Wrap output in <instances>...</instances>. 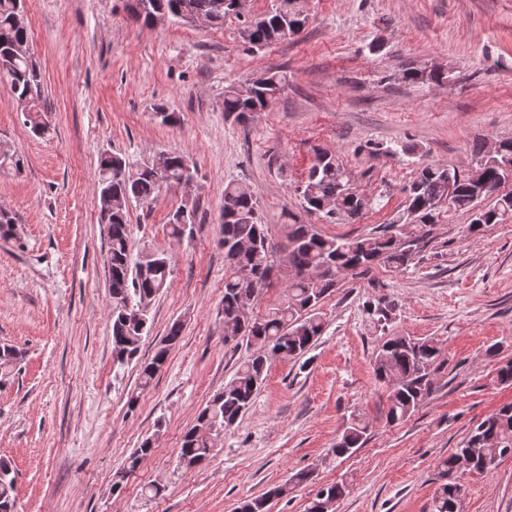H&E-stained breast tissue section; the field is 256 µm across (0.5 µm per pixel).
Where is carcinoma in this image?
<instances>
[{"label":"carcinoma","instance_id":"carcinoma-1","mask_svg":"<svg viewBox=\"0 0 512 512\" xmlns=\"http://www.w3.org/2000/svg\"><path fill=\"white\" fill-rule=\"evenodd\" d=\"M308 0H276L271 11L244 22L241 39L249 47H261L299 34L308 20ZM130 16L146 27L154 16L188 22L203 17L212 27L224 26V18L236 13L234 0H126ZM31 35L24 18L22 0H0V77L7 79L13 102H25L24 124L37 135L49 131L43 121L44 86L40 65L31 54ZM408 84H437L448 80L443 71H425L410 66L402 72ZM285 77L273 73L262 83L230 85L224 89V118L244 123L262 112L275 100ZM501 150L490 153L476 142L466 166L449 167L427 163L418 167L405 186L403 208L387 224L365 237L327 236L313 224H306L288 212L285 214L288 244L282 257L274 259L267 230L259 217V203L252 188L240 181L224 185L222 211L224 250V342L256 345L257 350L239 365L234 378L214 394L197 413L194 425L182 436L179 459L187 466H197L214 457L223 445L224 430L233 426L253 405L275 358L292 360L305 355L322 335L325 322L319 315L320 303L339 287L336 273L351 272V277H366L385 266L394 271L408 269L425 246L426 227L439 223L447 212L470 213L475 197L486 201L483 219H473L469 231L482 224H505L512 220V195H501L496 186L507 174L512 175V139L500 141ZM305 179L295 186L305 211L318 214L329 223L355 222L373 200L365 199L354 186L351 173L335 152L317 148ZM167 178L174 182L194 175L186 155L164 151L157 155ZM161 193L155 161L134 164L118 153L104 152L98 163L96 199L100 222L106 225L109 260V295L112 298V352L115 361L124 364L134 359L140 342L148 334L149 302L169 285L171 262L168 255L155 253L136 264L131 263L128 223L129 204L150 203ZM416 218L421 235L404 245L390 236V229ZM196 209L183 205L168 218L170 235L182 240L193 235ZM300 271H318L330 266L334 274H319L314 279L291 276L286 282V298L265 314L243 315L241 302L257 303L273 286L278 275L276 265ZM182 324L175 322L156 345L151 359L140 366L141 386L149 387L173 348L178 344ZM440 349L432 337L417 338L395 334L379 345L374 358L378 380L389 387L386 422L408 420L433 392V377L444 366ZM23 359L22 351L0 346V382L7 381ZM370 423L353 415L336 439L332 452L337 457L361 447ZM154 439L146 438L126 460L134 471L150 455ZM512 448V403L484 418L447 456L439 458L436 469L440 484L429 512H459L460 488L457 481L458 460L470 461L468 474H482L490 468L486 446ZM310 473L301 470L285 483L245 500L237 512H267L270 499L284 497L290 490L307 482ZM346 494V485L332 484L319 492L307 512H320L321 496L337 500ZM15 476L11 464L0 460V512H15Z\"/></svg>","mask_w":512,"mask_h":512}]
</instances>
